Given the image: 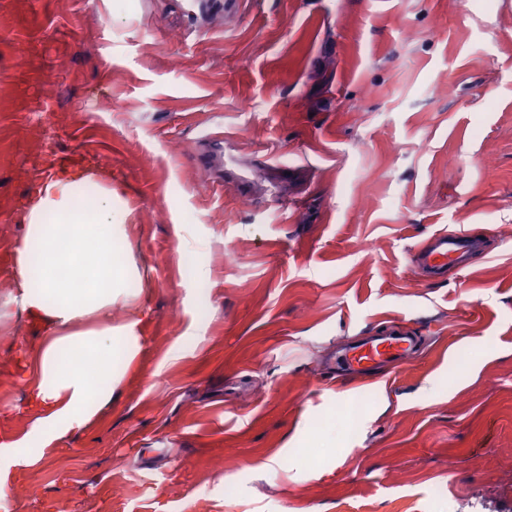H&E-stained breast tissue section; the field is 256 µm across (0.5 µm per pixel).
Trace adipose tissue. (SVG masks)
Here are the masks:
<instances>
[{"label":"adipose tissue","instance_id":"adipose-tissue-1","mask_svg":"<svg viewBox=\"0 0 512 512\" xmlns=\"http://www.w3.org/2000/svg\"><path fill=\"white\" fill-rule=\"evenodd\" d=\"M86 175L48 178L26 203L13 286L20 311L46 334L33 354L28 408L52 441L88 423L110 400L123 367L142 349L140 321L103 323L127 302L137 270L124 257L125 225L115 223L111 186L88 195Z\"/></svg>","mask_w":512,"mask_h":512}]
</instances>
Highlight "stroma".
<instances>
[{"mask_svg":"<svg viewBox=\"0 0 512 512\" xmlns=\"http://www.w3.org/2000/svg\"><path fill=\"white\" fill-rule=\"evenodd\" d=\"M61 154L112 173L141 276L109 318L145 346L46 444L8 415L46 334L13 271ZM467 227L488 252L423 279L415 249ZM397 319L414 359L332 378ZM22 438L42 457L0 512H512V0H0V444Z\"/></svg>","mask_w":512,"mask_h":512,"instance_id":"obj_1","label":"stroma"}]
</instances>
